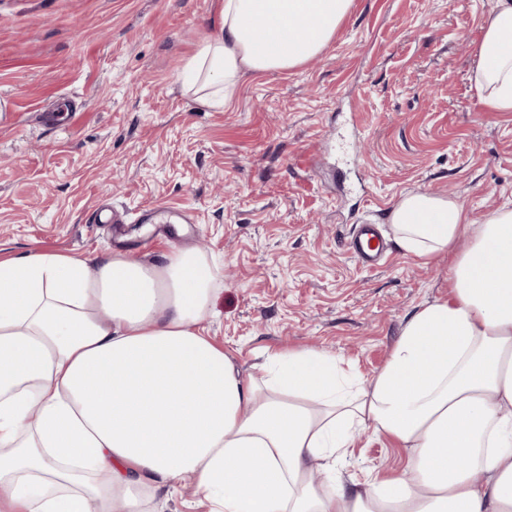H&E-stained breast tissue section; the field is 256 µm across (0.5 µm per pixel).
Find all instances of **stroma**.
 Segmentation results:
<instances>
[{
    "instance_id": "obj_1",
    "label": "stroma",
    "mask_w": 512,
    "mask_h": 512,
    "mask_svg": "<svg viewBox=\"0 0 512 512\" xmlns=\"http://www.w3.org/2000/svg\"><path fill=\"white\" fill-rule=\"evenodd\" d=\"M222 2L0 0V254L198 249L215 263L209 334L243 369L314 346L369 381L415 308L447 297L450 259L394 245L362 267L354 226L389 231L411 191L475 218L512 200V112L470 81L494 0H353L318 56L212 107L179 75ZM156 208L193 221L146 223ZM403 465L367 432L335 479Z\"/></svg>"
}]
</instances>
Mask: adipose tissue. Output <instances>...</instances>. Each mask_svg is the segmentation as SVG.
<instances>
[{"instance_id": "1", "label": "adipose tissue", "mask_w": 512, "mask_h": 512, "mask_svg": "<svg viewBox=\"0 0 512 512\" xmlns=\"http://www.w3.org/2000/svg\"><path fill=\"white\" fill-rule=\"evenodd\" d=\"M351 6L224 0L184 82L227 104L244 76L320 54ZM471 80L512 112V0L484 15ZM388 222L405 255L452 256V289L358 390L313 347L244 374L203 325L216 290L195 252L0 259V512H147L188 474L209 512H512V204L474 219L418 190ZM363 431L401 446V472L315 482Z\"/></svg>"}]
</instances>
